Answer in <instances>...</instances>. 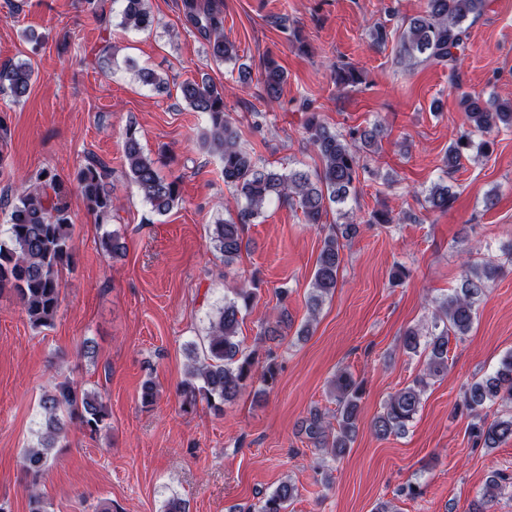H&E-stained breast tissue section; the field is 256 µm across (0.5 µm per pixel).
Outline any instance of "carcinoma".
Listing matches in <instances>:
<instances>
[{
	"mask_svg": "<svg viewBox=\"0 0 512 512\" xmlns=\"http://www.w3.org/2000/svg\"><path fill=\"white\" fill-rule=\"evenodd\" d=\"M119 26L126 30L148 31L157 24L149 0H118ZM488 0H425L424 10L401 24L397 29V62L413 67L419 64L442 65L456 70L459 52L468 39V18L481 16ZM187 21L204 38L210 57L217 63L239 60L237 47L224 36L220 0H183ZM127 69L134 71L143 85L159 90L168 88L169 80L153 70L125 60ZM34 70L28 62L0 64V90L10 92L14 100L24 98L31 87ZM336 84L354 87L363 82L361 73L352 65L336 66ZM287 73L272 58L261 64L258 82L267 97L281 95ZM183 101L195 112L205 114L208 130L205 144L222 162L224 186L231 199L242 201L237 220H224L214 225L210 239L230 263L240 256L244 243L245 225L258 216L274 200L297 205L310 224L321 222L331 204L344 205L356 194L360 174L367 170L357 145L372 147L380 135L376 125L352 128L346 132L330 129L316 112L308 113L304 122L307 142L321 160L315 175L303 170L282 173L260 163L253 150L245 146L242 132L224 106V92L209 78L186 80L178 85ZM469 125L484 134L476 141L464 134L448 146L443 157L445 167L453 170L461 160L471 156L485 157L492 152L493 141L488 135L502 129L512 130V100L484 98L464 93L459 99ZM123 158L126 173L137 186L153 212L163 214L180 201L177 177L160 175L156 161L145 153L134 128L126 129L123 138ZM77 185L88 211L100 224L112 221L114 202L109 182L108 166L90 157L77 172ZM71 185L49 168L38 170L17 188L9 203L6 238L0 240V295H13L35 328L54 324L61 306L63 270L71 267L74 245L70 231L71 218L68 196ZM455 198L451 186L437 182L425 195L432 211L444 212ZM358 232L356 224H342L325 237L317 258L311 292L308 298L310 317H315L325 299L336 289L342 262L344 241ZM101 247L112 256L124 253L122 237L114 232L105 234ZM501 265L486 261L463 265L460 283L442 299L429 327L414 326L405 330L401 343L405 351L425 354L423 373L411 384L391 395L383 411L372 422L379 438L405 431L416 415L429 380L448 370L449 337L467 335L476 317V302L480 292L495 280ZM256 297V288H235L224 298V306L210 323L202 352L189 350L194 365L180 387L181 408L189 412L200 402L216 413L234 402L254 379L263 388L277 380V364L272 357L260 362L252 354H244L238 340L242 312L248 310ZM362 386L346 372L336 373L332 393L337 402L338 429L330 427L320 410L311 413L305 432L314 445L337 457L344 453L354 436ZM512 407V351L507 352L489 374L473 381L463 395L461 408L471 417L470 431L476 444L497 448L512 439V410L489 421L483 415L488 405ZM41 422L37 431V446L23 455L22 469L27 478L30 512H47L39 492L44 474L55 462L52 450L67 447L65 430L70 423L78 424L90 435L109 427L107 403L101 394L89 391L70 381L55 384L40 402ZM507 486V477L493 473L473 502L471 512H489V508ZM298 489L290 481L281 482L270 494L259 500L257 512H287Z\"/></svg>",
	"mask_w": 512,
	"mask_h": 512,
	"instance_id": "obj_1",
	"label": "carcinoma"
}]
</instances>
